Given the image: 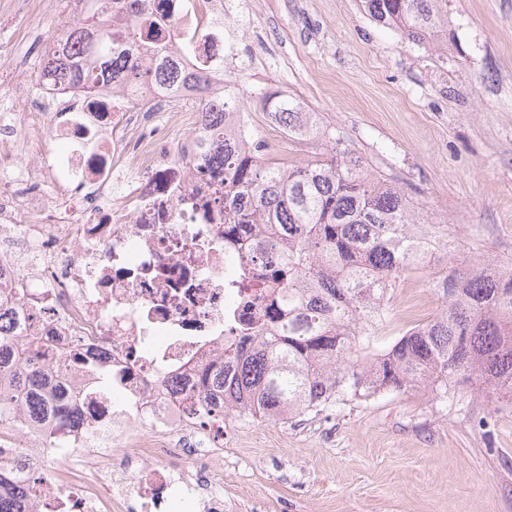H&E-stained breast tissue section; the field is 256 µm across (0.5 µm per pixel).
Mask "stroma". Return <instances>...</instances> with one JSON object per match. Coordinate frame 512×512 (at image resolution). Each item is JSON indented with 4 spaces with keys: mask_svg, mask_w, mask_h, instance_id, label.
<instances>
[{
    "mask_svg": "<svg viewBox=\"0 0 512 512\" xmlns=\"http://www.w3.org/2000/svg\"><path fill=\"white\" fill-rule=\"evenodd\" d=\"M0 27L31 50L68 21L54 0H24ZM243 57L339 131L453 242L440 254L512 258V0H448V70L359 0H268L246 20ZM404 274L377 348L430 318L440 291ZM229 512H512V400L449 382L448 399L388 393L296 422L234 423L224 442Z\"/></svg>",
    "mask_w": 512,
    "mask_h": 512,
    "instance_id": "1",
    "label": "stroma"
}]
</instances>
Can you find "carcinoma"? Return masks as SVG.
Instances as JSON below:
<instances>
[{
	"instance_id": "cac0c4a2",
	"label": "carcinoma",
	"mask_w": 512,
	"mask_h": 512,
	"mask_svg": "<svg viewBox=\"0 0 512 512\" xmlns=\"http://www.w3.org/2000/svg\"><path fill=\"white\" fill-rule=\"evenodd\" d=\"M143 16L156 33L149 0H86V16L53 40L40 77L94 85L118 79L132 87L147 76L129 54L133 32H116L100 21L102 2ZM379 23L396 26L426 45L448 22V0H363ZM178 44L153 69L159 83L183 78ZM243 108L236 99L206 102L211 139L225 137L224 115ZM277 114L288 132L322 140L323 160L281 167L264 159V144L247 153L224 147L216 164L224 181L215 199L224 208V237L246 225L268 227L255 256L280 289L266 304L275 332L262 326L224 344L221 368L203 376L201 388L224 414L287 423L344 402L386 393L427 389L448 398V382L461 378L487 397L512 400V258L489 265L480 254L455 256L440 284L444 306L408 329L387 349L373 347L377 326L388 315L390 292L422 262V245L448 237V225L421 220L413 203L386 175L344 146L315 112H302L283 95ZM38 338L18 345L0 335V376L13 396L0 394V423L13 399L41 410L65 404L64 392L46 395L47 379L31 352Z\"/></svg>"
}]
</instances>
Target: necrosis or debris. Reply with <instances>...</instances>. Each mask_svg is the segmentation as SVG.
<instances>
[{
  "mask_svg": "<svg viewBox=\"0 0 512 512\" xmlns=\"http://www.w3.org/2000/svg\"><path fill=\"white\" fill-rule=\"evenodd\" d=\"M153 4L156 24L177 30L190 82L131 94L39 79L0 110V298L14 301L0 334L38 337L49 385L67 396L39 420L17 402L0 430L31 512H168L176 499L224 512V416L187 398L273 288L247 261L255 228L224 237L212 202L224 173L200 154V100L279 93L258 65L229 80L235 0ZM263 137L284 164L287 130L264 134L254 110L238 111L232 144Z\"/></svg>",
  "mask_w": 512,
  "mask_h": 512,
  "instance_id": "4bbe7bcc",
  "label": "necrosis or debris"
}]
</instances>
